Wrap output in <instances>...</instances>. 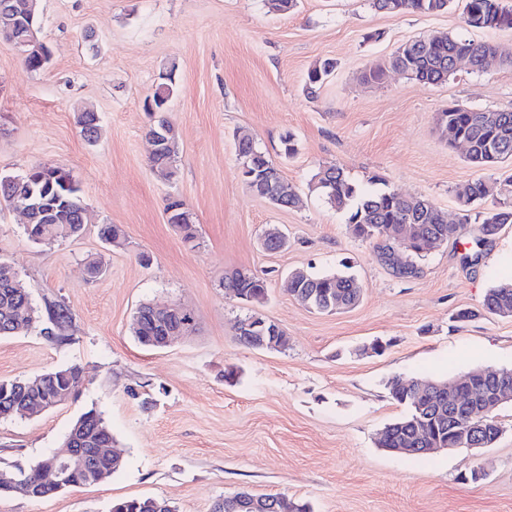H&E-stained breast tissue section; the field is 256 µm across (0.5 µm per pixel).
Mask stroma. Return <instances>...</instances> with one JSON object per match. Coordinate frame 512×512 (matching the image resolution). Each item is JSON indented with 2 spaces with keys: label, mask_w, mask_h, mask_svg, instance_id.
<instances>
[{
  "label": "stroma",
  "mask_w": 512,
  "mask_h": 512,
  "mask_svg": "<svg viewBox=\"0 0 512 512\" xmlns=\"http://www.w3.org/2000/svg\"><path fill=\"white\" fill-rule=\"evenodd\" d=\"M462 11L391 15L371 0H299L287 13L268 0H39L47 66L26 70L0 45V176L66 169L85 226L78 238L37 245L20 211L0 210V261L38 308L62 303L73 317L62 343L35 328L0 337V380L76 365L83 384L51 410L0 419V468L37 462L91 407L125 466L56 496L1 497L0 512H109L142 497L211 512L240 490L284 493L312 512H512V405L499 411V438L479 452L408 458L376 445L405 413L389 395L393 377L512 367V317L481 310L485 293L512 279V224L470 259L479 222L465 219L456 196L483 179L485 210L512 204V187L500 171L472 167L437 125L454 103L512 110V29L470 27ZM445 34L494 42L501 55L439 85L397 72L364 81L402 43ZM327 58L334 73L308 94V70ZM170 69L177 90L166 116L178 149L176 175L165 181L149 163L154 119L145 100ZM88 108L100 117L92 144L76 125ZM288 132L298 148L290 158L280 148ZM243 135L296 187L294 207L246 187L234 146ZM333 165L356 183L378 175L396 193L430 199L456 236L418 260L415 274L397 275L312 191V176ZM173 197L193 214L196 244L168 222ZM104 224L121 229L119 245L101 239ZM271 225L288 234L277 252L261 245ZM92 256L102 260L95 277L85 267ZM346 263L362 290L354 308L320 314L289 294L293 271L331 274ZM235 270L266 279L264 303L224 289ZM148 302L189 308L194 331L163 349L141 346L132 322ZM462 309L475 318L456 321ZM248 314L277 323L287 348L243 345L237 323ZM376 341L383 352L372 351ZM228 369L234 382L224 379Z\"/></svg>",
  "instance_id": "stroma-1"
}]
</instances>
